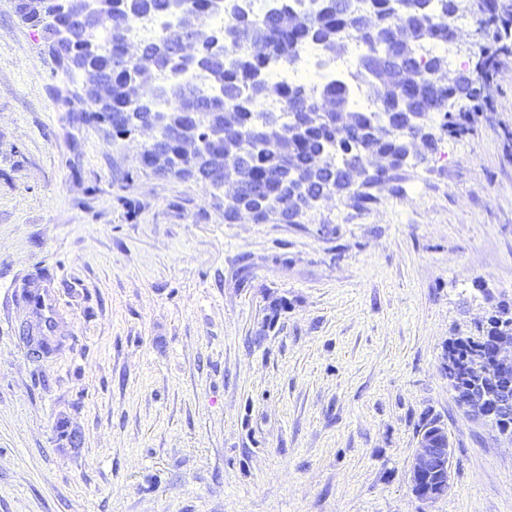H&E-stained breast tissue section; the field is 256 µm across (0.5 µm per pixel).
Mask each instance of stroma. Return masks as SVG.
Instances as JSON below:
<instances>
[{"label": "stroma", "mask_w": 512, "mask_h": 512, "mask_svg": "<svg viewBox=\"0 0 512 512\" xmlns=\"http://www.w3.org/2000/svg\"><path fill=\"white\" fill-rule=\"evenodd\" d=\"M501 58L495 111L400 193L229 224L223 194L73 123L47 33L0 0V512H512V443L441 369L450 339L512 309V41ZM33 282L61 341L38 361ZM433 419L451 473L424 502ZM413 457L412 492L422 501H433L448 491L452 448L446 429L436 423L426 427Z\"/></svg>", "instance_id": "35a3bbf8"}]
</instances>
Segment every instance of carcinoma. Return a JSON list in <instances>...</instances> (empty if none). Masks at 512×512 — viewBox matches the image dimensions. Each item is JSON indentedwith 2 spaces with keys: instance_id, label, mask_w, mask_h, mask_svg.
Segmentation results:
<instances>
[{
  "instance_id": "cac0c4a2",
  "label": "carcinoma",
  "mask_w": 512,
  "mask_h": 512,
  "mask_svg": "<svg viewBox=\"0 0 512 512\" xmlns=\"http://www.w3.org/2000/svg\"><path fill=\"white\" fill-rule=\"evenodd\" d=\"M454 0H369L360 10L345 0H270L257 13L250 0H235L216 8L213 0H112L107 9L89 17L82 29L65 30L62 0H25L17 10L33 27L52 36L51 53L57 66L78 83L75 97L88 108L64 104L73 121H93L125 139L132 112H159L165 120L156 140L142 146L144 167L162 175L191 178L192 169L224 170V183L234 194L224 201V220L233 222L245 211L258 223L271 218L292 224L329 196L349 198L359 205L373 202V190L401 180L410 140L411 115L420 114L429 127L448 132L455 100L474 95L475 81L465 77L450 88L446 81L448 54L423 53L427 44H446L454 31ZM231 8L222 28L198 30L203 15H222ZM167 14L176 26L157 38L138 43L129 65L130 29L140 17ZM193 40L197 74L202 84L184 80L187 71L167 50ZM362 45L353 59L354 77L363 83L380 107L367 111L341 80L318 93L309 83L270 75L273 68L294 74L304 68L297 50L305 44L322 48L340 59L351 41ZM273 100L282 109L275 116L252 109L254 101ZM197 112L190 124L184 113ZM353 118L339 126L342 116ZM385 169L372 182L355 178L357 165L370 157ZM512 331V317L498 308L489 313L479 336L457 338L448 344L452 365L469 363L488 354L490 340ZM36 358L57 350L49 337L23 327Z\"/></svg>"
}]
</instances>
